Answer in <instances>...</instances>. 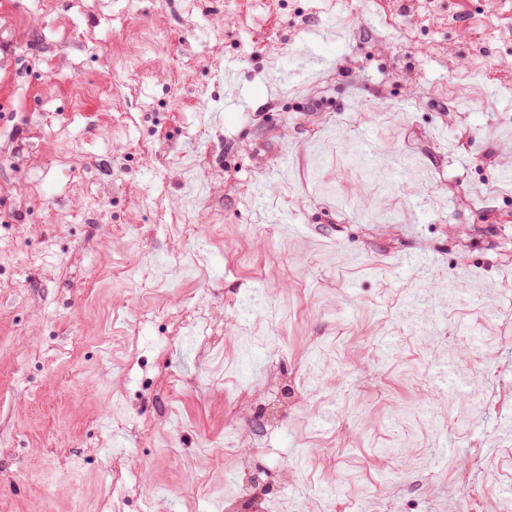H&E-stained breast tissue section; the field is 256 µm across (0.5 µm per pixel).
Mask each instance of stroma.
<instances>
[{"label":"stroma","instance_id":"1","mask_svg":"<svg viewBox=\"0 0 512 512\" xmlns=\"http://www.w3.org/2000/svg\"><path fill=\"white\" fill-rule=\"evenodd\" d=\"M511 305L512 0H0L9 512H225L242 475L240 512H450L465 470L496 512ZM307 366L317 404L229 452Z\"/></svg>","mask_w":512,"mask_h":512}]
</instances>
